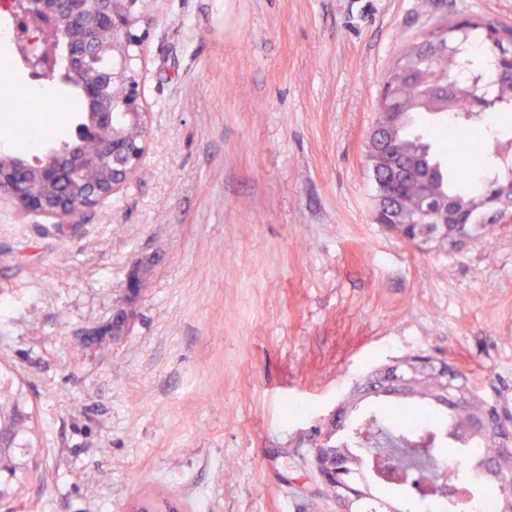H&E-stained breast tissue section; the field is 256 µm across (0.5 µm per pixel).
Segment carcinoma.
I'll list each match as a JSON object with an SVG mask.
<instances>
[{"label":"carcinoma","instance_id":"obj_1","mask_svg":"<svg viewBox=\"0 0 512 512\" xmlns=\"http://www.w3.org/2000/svg\"><path fill=\"white\" fill-rule=\"evenodd\" d=\"M448 52H430L425 40L410 44L400 55L399 66L406 74L400 81L388 72L383 78L387 104L383 108L381 135L369 142L368 153L383 151L400 159L408 177L395 182L382 165L371 167L376 192L385 189L409 223L401 225L403 239L413 245L434 243L459 248L450 224H417L425 208L448 213L480 216L483 202L500 189L512 185V164L488 159V131L479 119L484 113L512 112V78L502 73L508 67L512 26L469 16L446 22ZM425 112L447 118L436 128L435 143H446L448 126L470 141L469 162L452 169L437 158L433 144L412 134L415 114ZM376 380L357 385L343 403L336 422L325 431L328 445L325 463L339 484L353 490L358 499L354 512H407L404 505L425 502L422 491L438 496L453 506L452 497L475 479L493 487L498 512H512V443L501 440L504 426L487 428L482 420L501 411L512 413L476 394L460 374L453 380L456 394L445 397L448 379L431 365L414 378L389 367L375 372ZM393 396L380 408L366 409L367 400ZM27 414L9 406L0 393V476L5 482L24 469L21 459L29 453L25 441ZM450 444L458 448H482L484 455L474 468L451 467L440 471L435 455ZM371 464L402 478L399 491L381 489L366 476Z\"/></svg>","mask_w":512,"mask_h":512}]
</instances>
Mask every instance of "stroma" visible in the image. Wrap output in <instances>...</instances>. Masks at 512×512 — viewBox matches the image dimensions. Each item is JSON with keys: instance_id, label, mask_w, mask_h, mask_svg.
Wrapping results in <instances>:
<instances>
[{"instance_id": "obj_1", "label": "stroma", "mask_w": 512, "mask_h": 512, "mask_svg": "<svg viewBox=\"0 0 512 512\" xmlns=\"http://www.w3.org/2000/svg\"><path fill=\"white\" fill-rule=\"evenodd\" d=\"M467 15L512 0H147L138 175L76 224L0 203V382L32 447L1 506L339 512L313 439L370 370L439 358L512 407V222L418 249L366 162L384 75Z\"/></svg>"}]
</instances>
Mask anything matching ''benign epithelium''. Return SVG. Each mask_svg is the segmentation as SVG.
<instances>
[{
    "label": "benign epithelium",
    "mask_w": 512,
    "mask_h": 512,
    "mask_svg": "<svg viewBox=\"0 0 512 512\" xmlns=\"http://www.w3.org/2000/svg\"><path fill=\"white\" fill-rule=\"evenodd\" d=\"M145 0H0L20 36L16 47L31 70L47 80L77 87L87 101L75 129L76 141L27 162L0 151V202L35 213L52 224H76L84 211L112 198L137 173L147 148L149 112L141 94L140 70L146 35L138 32V5ZM124 88L120 102L111 88ZM88 141L97 144L84 152ZM486 207L512 221V202L504 195ZM379 224H403L396 206L375 209ZM322 484L348 512L353 497L336 491L320 450L313 452Z\"/></svg>",
    "instance_id": "7a95c632"
}]
</instances>
